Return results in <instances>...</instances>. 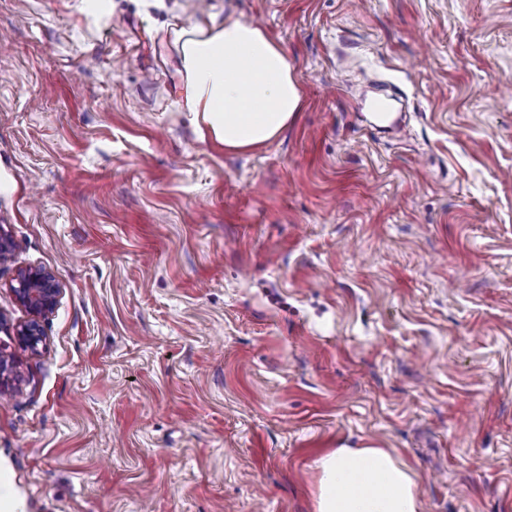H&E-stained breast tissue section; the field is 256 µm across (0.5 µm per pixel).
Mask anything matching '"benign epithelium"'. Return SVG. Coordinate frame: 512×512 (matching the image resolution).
<instances>
[{
	"label": "benign epithelium",
	"instance_id": "7a95c632",
	"mask_svg": "<svg viewBox=\"0 0 512 512\" xmlns=\"http://www.w3.org/2000/svg\"><path fill=\"white\" fill-rule=\"evenodd\" d=\"M15 282L12 291L28 318L11 327L0 315V330H13L19 344L35 350L43 340V321L56 308L61 288L50 272L36 266L18 270Z\"/></svg>",
	"mask_w": 512,
	"mask_h": 512
}]
</instances>
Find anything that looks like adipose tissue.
Wrapping results in <instances>:
<instances>
[{
	"instance_id": "adipose-tissue-1",
	"label": "adipose tissue",
	"mask_w": 512,
	"mask_h": 512,
	"mask_svg": "<svg viewBox=\"0 0 512 512\" xmlns=\"http://www.w3.org/2000/svg\"><path fill=\"white\" fill-rule=\"evenodd\" d=\"M185 107L227 151L271 143L301 109L281 45L246 20H198L175 30ZM316 512H419L416 484L382 448H339L320 462Z\"/></svg>"
}]
</instances>
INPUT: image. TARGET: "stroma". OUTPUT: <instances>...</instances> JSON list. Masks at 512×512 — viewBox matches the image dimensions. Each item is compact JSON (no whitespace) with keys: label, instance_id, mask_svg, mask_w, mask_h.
Wrapping results in <instances>:
<instances>
[{"label":"stroma","instance_id":"obj_1","mask_svg":"<svg viewBox=\"0 0 512 512\" xmlns=\"http://www.w3.org/2000/svg\"><path fill=\"white\" fill-rule=\"evenodd\" d=\"M244 18L302 94L227 153L173 31ZM399 134L360 112L379 91ZM0 483L24 512H316L383 448L420 512H512V0H0ZM14 280L17 285L11 289L29 317L12 327L13 336L22 346L35 350L43 340V321L56 308L61 288L50 272L36 266L18 270Z\"/></svg>","mask_w":512,"mask_h":512}]
</instances>
